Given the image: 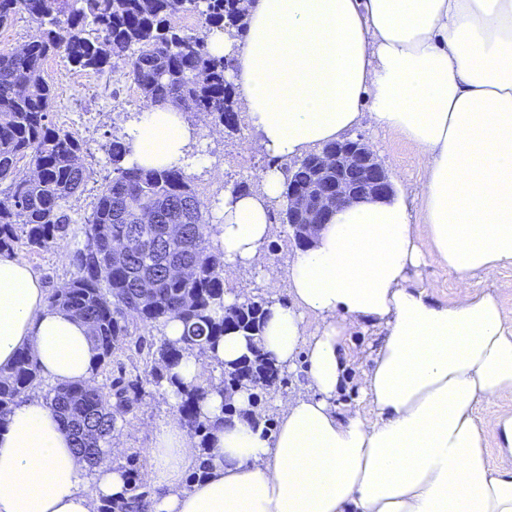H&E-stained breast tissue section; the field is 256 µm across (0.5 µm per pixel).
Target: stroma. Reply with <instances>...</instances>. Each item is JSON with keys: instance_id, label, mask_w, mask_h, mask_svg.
<instances>
[{"instance_id": "1", "label": "stroma", "mask_w": 512, "mask_h": 512, "mask_svg": "<svg viewBox=\"0 0 512 512\" xmlns=\"http://www.w3.org/2000/svg\"><path fill=\"white\" fill-rule=\"evenodd\" d=\"M125 70L124 62L118 59L112 60L99 72L74 69L56 56L49 57L44 64V77L55 92L51 117L58 125L77 132L87 140L89 150L84 155V164L90 171L84 187L67 203L72 223L66 238L51 251L26 256L48 289L64 287L74 278L76 271L69 255L81 243L85 222L105 182L112 176V165L103 146L113 134L125 128L141 107L139 94L125 78ZM187 119L199 131L197 145L205 163L192 167L190 173L204 196L223 198L225 188L241 183L257 187L260 174L268 167L269 158L250 148L253 133L248 124H241L237 132L228 133L211 128L203 114L191 112ZM358 133L389 170L395 188L401 190L410 206L414 207L413 223L422 224L423 217L418 214L417 207L425 180V160L420 149L392 130L362 127ZM270 222L272 232L263 246L271 266L270 274L249 268L234 270L224 280V288L229 294L261 295L276 302L287 299V270L297 247L289 237L287 226L282 224L278 210H271ZM410 283L426 289L434 300L440 302L453 299L460 287L458 275L434 259L413 271ZM379 337V330L359 329L353 331L346 342L351 363L346 385L338 400L360 408L367 416L371 415L372 409L363 398V374ZM173 414L174 407L166 392L159 391L146 398L130 414L112 451V462H120L132 452L147 455L153 431Z\"/></svg>"}]
</instances>
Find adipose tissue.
<instances>
[{
    "mask_svg": "<svg viewBox=\"0 0 512 512\" xmlns=\"http://www.w3.org/2000/svg\"><path fill=\"white\" fill-rule=\"evenodd\" d=\"M253 145L295 159L359 127L399 132L426 162L419 237L403 197L333 211L288 268L258 341L235 333L216 349L230 363L252 344L282 367L302 366L305 391L280 403L274 434L245 420L217 433L213 470L186 483L196 442L179 418L153 432V512H512V470L493 468L489 441L512 455V415L477 416L512 394V324L497 296L468 278L512 267V0H255L244 39L221 35ZM127 162L187 163L196 129L157 107L126 127ZM284 175L224 194L215 245L228 269L265 270L270 205ZM434 257L463 285L439 303L411 287ZM318 319L308 328L306 316ZM381 337L364 372L374 421L336 401L345 342ZM30 347L56 383L88 380L89 328L48 303L26 258L0 255V369ZM125 473L88 466L42 400L16 406L0 428V512H94L120 495Z\"/></svg>",
    "mask_w": 512,
    "mask_h": 512,
    "instance_id": "1",
    "label": "adipose tissue"
}]
</instances>
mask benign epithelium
<instances>
[{"label":"benign epithelium","mask_w":512,"mask_h":512,"mask_svg":"<svg viewBox=\"0 0 512 512\" xmlns=\"http://www.w3.org/2000/svg\"><path fill=\"white\" fill-rule=\"evenodd\" d=\"M308 159L312 160L310 180L288 190V227L306 246L328 222L333 208L393 192L388 171L360 137H345Z\"/></svg>","instance_id":"benign-epithelium-1"}]
</instances>
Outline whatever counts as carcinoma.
I'll use <instances>...</instances> for the list:
<instances>
[{
	"label": "carcinoma",
	"mask_w": 512,
	"mask_h": 512,
	"mask_svg": "<svg viewBox=\"0 0 512 512\" xmlns=\"http://www.w3.org/2000/svg\"><path fill=\"white\" fill-rule=\"evenodd\" d=\"M252 0H0V26L22 13L40 25L39 35L18 51L0 50V182L8 192L0 198V252L25 248L44 252L67 235L71 217L66 208L88 178L80 162L87 142L50 119L55 94L45 80V60L56 55L80 70L99 71L111 59L125 62V77L140 92L142 111L157 106L187 105L206 115L211 126L239 129L234 87L227 79L232 60L215 55L207 32L220 29L230 36L246 30L245 17ZM186 12L202 22L198 32L172 23ZM112 163L105 183L84 227V240L71 256L76 276L48 301L86 323L90 329L94 362L90 379L56 384L42 391V400L62 421L75 448L89 466L112 447L127 416L153 393L172 385L180 421L198 438L193 483L208 476L213 457V435L224 418L208 419L201 407L214 388L251 391L255 410L241 418L257 417L264 397L285 385L284 371L257 350L251 359L220 365V382L209 378L184 384L171 374L185 352L208 359L229 332L242 336L261 333L270 301L246 296L224 306V253L215 245L212 223L216 201L202 196L187 169L144 168L125 164L132 146L126 134L112 135L104 145ZM26 161L30 173L21 171ZM285 179L301 183L308 164L300 159L280 166ZM158 212L161 230L182 224L185 236L176 250L167 252L147 239L135 237L138 216ZM126 243V258L112 260L113 242ZM184 263L194 269L188 278L161 276L164 265ZM153 278L149 294L140 281ZM170 319L184 327L180 341L133 337L138 323L163 325ZM133 353L134 373L123 365L112 375V361ZM106 377L101 383L98 376ZM40 367L29 349H21L13 364L0 370V427L12 409L41 388ZM140 455L132 453L122 466L127 496L104 497L95 512H149L157 490L140 478Z\"/></svg>",
	"instance_id": "1"
}]
</instances>
